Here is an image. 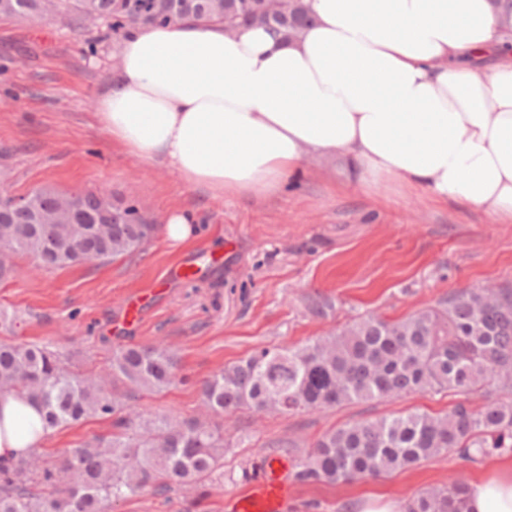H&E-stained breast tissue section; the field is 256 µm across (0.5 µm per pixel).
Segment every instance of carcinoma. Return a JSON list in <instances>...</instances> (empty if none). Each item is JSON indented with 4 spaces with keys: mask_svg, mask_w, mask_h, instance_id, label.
<instances>
[{
    "mask_svg": "<svg viewBox=\"0 0 512 512\" xmlns=\"http://www.w3.org/2000/svg\"><path fill=\"white\" fill-rule=\"evenodd\" d=\"M268 0H143L142 25L200 24L228 18L253 23ZM66 8L80 19L106 21L123 36L133 0H0V18L37 23ZM273 23L287 36L312 22L303 0H277ZM33 204L0 224V250L39 257L48 269L130 256L157 230L121 200L84 192L74 201L51 188L30 192ZM112 377L134 391L161 393L175 381L177 356L161 347L120 345ZM414 392L459 397L445 414L411 412L366 419L325 433L300 461V484L376 479L425 460L464 462L512 453V285L453 291L437 305L402 319L368 315L339 332L297 347H261L202 385L208 412L292 413L334 408ZM487 403L474 411L470 395ZM0 393L35 403L44 428L90 414L112 417L119 432L47 460L33 450L0 460V512H106L112 502L173 486L202 497L223 466L224 435L201 419L135 412L128 397L109 398L97 373L69 368L36 343H0ZM467 484L419 493L408 512H463Z\"/></svg>",
    "mask_w": 512,
    "mask_h": 512,
    "instance_id": "1",
    "label": "carcinoma"
}]
</instances>
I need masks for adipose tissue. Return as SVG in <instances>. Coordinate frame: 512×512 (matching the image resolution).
I'll use <instances>...</instances> for the list:
<instances>
[{
  "label": "adipose tissue",
  "instance_id": "obj_1",
  "mask_svg": "<svg viewBox=\"0 0 512 512\" xmlns=\"http://www.w3.org/2000/svg\"><path fill=\"white\" fill-rule=\"evenodd\" d=\"M265 27L138 25L97 101L102 130L212 196L276 193L305 157L361 180L512 219V63L492 0H304ZM37 407L0 394V459L41 447ZM464 512H512V464L471 481ZM303 2V0H279L276 2L278 13L272 21L277 25V29L282 30L288 38L297 35L312 22Z\"/></svg>",
  "mask_w": 512,
  "mask_h": 512
}]
</instances>
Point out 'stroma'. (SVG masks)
<instances>
[{
    "instance_id": "35a3bbf8",
    "label": "stroma",
    "mask_w": 512,
    "mask_h": 512,
    "mask_svg": "<svg viewBox=\"0 0 512 512\" xmlns=\"http://www.w3.org/2000/svg\"><path fill=\"white\" fill-rule=\"evenodd\" d=\"M120 39L107 25L77 27L54 15L41 24L0 18V172L5 189L93 190L133 201L165 224L176 209L196 225L175 244L156 232L129 258L46 269L31 258L0 283V342L44 344L75 370L104 373L113 347L163 345L180 359V379L140 394L139 411L201 414L204 380L263 346L293 347L372 313L399 319L464 288L512 284V221L434 201L391 180L356 181L339 158L307 157L300 174L274 195L214 198L182 184L164 163H146L114 144L96 116V100L119 63ZM199 273L170 279L175 264ZM327 299L326 317L308 310ZM141 318L124 321L131 299ZM455 397L413 393L294 415L240 413L224 418V465L201 501L178 488L113 503L111 512H225L224 500L262 476L270 460L288 467L325 431L348 422L407 412L445 413ZM112 420L92 415L53 431L52 456L96 436ZM489 459L439 456L380 479L295 485L288 512H356L382 493L409 503L418 493L481 476Z\"/></svg>"
}]
</instances>
